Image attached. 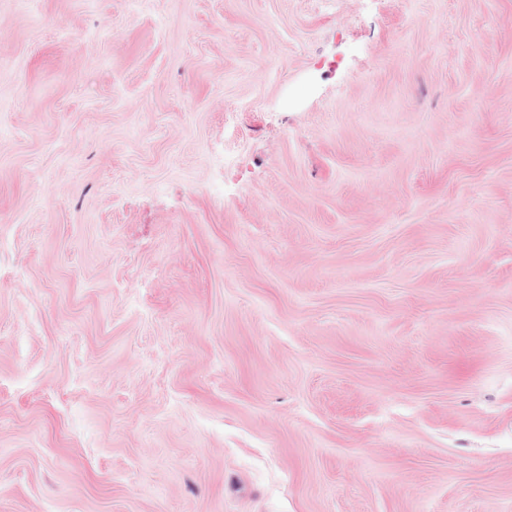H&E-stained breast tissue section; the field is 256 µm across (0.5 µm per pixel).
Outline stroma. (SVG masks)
<instances>
[{"label":"stroma","instance_id":"obj_1","mask_svg":"<svg viewBox=\"0 0 512 512\" xmlns=\"http://www.w3.org/2000/svg\"><path fill=\"white\" fill-rule=\"evenodd\" d=\"M0 512H512V0H0Z\"/></svg>","mask_w":512,"mask_h":512}]
</instances>
